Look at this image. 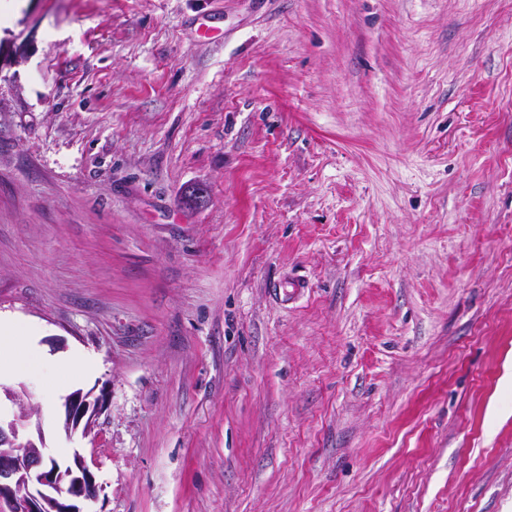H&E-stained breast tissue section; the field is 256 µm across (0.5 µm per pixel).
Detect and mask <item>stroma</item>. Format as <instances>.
I'll return each instance as SVG.
<instances>
[{
	"instance_id": "35a3bbf8",
	"label": "stroma",
	"mask_w": 512,
	"mask_h": 512,
	"mask_svg": "<svg viewBox=\"0 0 512 512\" xmlns=\"http://www.w3.org/2000/svg\"><path fill=\"white\" fill-rule=\"evenodd\" d=\"M0 315L90 512H512V0L0 15ZM41 362L31 331L14 320L0 317V379L2 373L20 374ZM102 400L94 396L93 391L84 393L77 390L66 397L64 402V425L65 432L70 436L82 425L84 437L91 434L96 425V415L101 407Z\"/></svg>"
}]
</instances>
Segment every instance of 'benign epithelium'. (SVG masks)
Here are the masks:
<instances>
[{"label": "benign epithelium", "mask_w": 512, "mask_h": 512, "mask_svg": "<svg viewBox=\"0 0 512 512\" xmlns=\"http://www.w3.org/2000/svg\"><path fill=\"white\" fill-rule=\"evenodd\" d=\"M0 395L14 406L11 417H0V503L8 512H85L98 499L100 485L84 458L76 453L60 464L45 455L46 441L38 409L23 388L0 386ZM102 400L77 390L66 397L62 425L67 434H91Z\"/></svg>", "instance_id": "benign-epithelium-1"}]
</instances>
